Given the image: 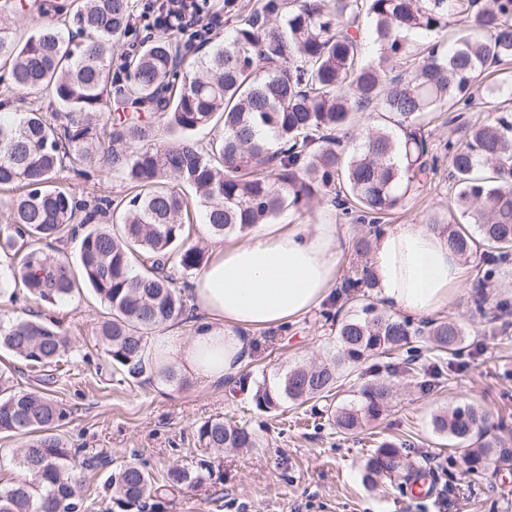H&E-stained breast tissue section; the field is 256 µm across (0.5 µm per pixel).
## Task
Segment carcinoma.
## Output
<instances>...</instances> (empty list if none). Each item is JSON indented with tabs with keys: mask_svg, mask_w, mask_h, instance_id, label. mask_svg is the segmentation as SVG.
Masks as SVG:
<instances>
[{
	"mask_svg": "<svg viewBox=\"0 0 512 512\" xmlns=\"http://www.w3.org/2000/svg\"><path fill=\"white\" fill-rule=\"evenodd\" d=\"M147 0L144 14L160 34L137 41L131 0H43L38 30L14 36L0 7V250L20 260L0 273V294L22 286L36 301L54 304L85 285L106 306L100 328L104 353L122 380L150 369L147 339L159 327L190 315L178 276L200 270L204 250L192 243L190 201L195 192L208 232L245 237L273 224L287 208L310 212L331 199L342 214L367 225L355 240L366 255L384 219L435 174L424 119L474 104L478 82L492 66L512 62V0H260L215 37L213 23L191 34L194 53L181 51V15L188 0ZM453 22L472 33L440 40ZM124 46L119 57L114 48ZM48 99L50 111L30 104L15 112L17 94ZM512 100V73L488 88ZM360 112L375 114L361 126ZM221 127L205 145L195 133ZM445 143L456 184L455 210L485 245L482 270L471 289L485 312V288L512 255V109L486 122L459 124ZM67 171L90 180L115 175L128 187L116 198L88 201L59 181ZM438 224L448 246L466 259L476 238L461 224ZM76 244L77 261L52 244ZM376 287L368 263L336 286L340 306L325 317L336 344L319 361L295 364L254 393L264 412L288 403L333 396L363 364L404 353L402 369H420L409 344L428 336L451 354L463 327L435 319L414 329L370 300ZM349 311H344V308ZM69 347L59 325L18 318L0 324V348L26 364L57 367ZM392 390L365 382L356 398L327 409L336 432L353 436L390 408ZM64 410L52 398L16 387L0 369V435L23 438L11 461L24 477L0 487V512H81L82 460L59 432ZM433 430L461 451L466 471L512 462V438L492 433L487 412L458 404L433 415ZM201 447L255 448L245 426L209 419L199 424ZM403 443L383 441L368 459L363 481L405 469ZM208 460L171 468L156 478L138 461L112 471L111 499L123 512H157L183 487L212 479Z\"/></svg>",
	"mask_w": 512,
	"mask_h": 512,
	"instance_id": "obj_1",
	"label": "carcinoma"
}]
</instances>
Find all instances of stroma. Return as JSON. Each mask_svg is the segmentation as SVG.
I'll use <instances>...</instances> for the list:
<instances>
[{
    "instance_id": "35a3bbf8",
    "label": "stroma",
    "mask_w": 512,
    "mask_h": 512,
    "mask_svg": "<svg viewBox=\"0 0 512 512\" xmlns=\"http://www.w3.org/2000/svg\"><path fill=\"white\" fill-rule=\"evenodd\" d=\"M449 171V157L441 156L431 185L395 211L391 223L418 224L433 213L448 216L454 195ZM470 292L463 287L438 312L462 325L459 354L438 352L422 338L413 342L420 363L441 364L442 376L426 390L418 377L394 371V359H379L373 372L392 383L395 405L348 438L325 425V409L349 398L361 377L347 380L331 401L313 400L279 413L261 411L253 401L263 378L295 362L317 360L333 346L336 327L324 320L320 307L288 325L255 331L244 386H204L181 373L171 382L149 373L136 383L121 381L103 351L98 332L106 308L92 290L81 289L65 304L51 306L37 304L19 288L0 295V321L39 311L43 319L60 320L70 347L54 383L46 386L8 352H0V368L14 369L21 387L48 395L66 411L60 431L69 448L103 457V466L83 472L82 512H102L110 497L105 480L111 467L138 459L160 476L205 452L196 429L213 418L247 426L258 436V447L206 451L219 465V478L169 496L161 512H437L436 494L444 489L448 512H512V466L491 464L482 473L466 474L459 455L430 423L448 404L475 401L501 424L503 436L512 435V325L476 312ZM386 439L407 442L410 470L429 479L435 496L416 498L411 479L402 473L374 488L363 483L365 462Z\"/></svg>"
}]
</instances>
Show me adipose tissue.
I'll return each mask as SVG.
<instances>
[{
  "label": "adipose tissue",
  "instance_id": "obj_1",
  "mask_svg": "<svg viewBox=\"0 0 512 512\" xmlns=\"http://www.w3.org/2000/svg\"><path fill=\"white\" fill-rule=\"evenodd\" d=\"M346 240L327 212L314 223L265 224L245 242L217 247L191 282V335L167 329L149 348L157 369L176 365L204 385L237 377L255 330L317 308L329 295ZM370 267L385 304L423 317L447 307L465 283L461 258L439 227L395 224L373 245Z\"/></svg>",
  "mask_w": 512,
  "mask_h": 512
}]
</instances>
